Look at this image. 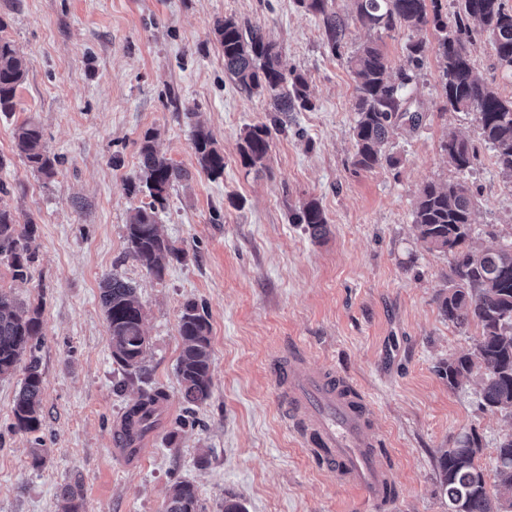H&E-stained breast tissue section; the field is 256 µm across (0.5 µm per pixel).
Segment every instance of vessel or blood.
I'll use <instances>...</instances> for the list:
<instances>
[{
  "label": "vessel or blood",
  "mask_w": 512,
  "mask_h": 512,
  "mask_svg": "<svg viewBox=\"0 0 512 512\" xmlns=\"http://www.w3.org/2000/svg\"><path fill=\"white\" fill-rule=\"evenodd\" d=\"M271 368L284 414L314 459L359 489L363 512H397L398 481L382 440L369 434L364 393L334 370L306 372L295 354L276 357Z\"/></svg>",
  "instance_id": "obj_1"
}]
</instances>
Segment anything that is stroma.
<instances>
[{"label":"stroma","mask_w":512,"mask_h":512,"mask_svg":"<svg viewBox=\"0 0 512 512\" xmlns=\"http://www.w3.org/2000/svg\"><path fill=\"white\" fill-rule=\"evenodd\" d=\"M349 21L341 56L327 47L320 20L296 0H0V38L27 63L15 110L0 113V201L38 227V259L28 280L0 265V288L43 305L35 350L44 376L38 435L13 432L11 408L22 372L0 377V512H63L72 485L83 512H164L173 484L191 483L202 512L233 498L246 512H359L357 491L318 465L288 425L271 376L273 356L303 349L364 392L399 479V512H448L438 458L464 433L482 444L479 464L494 477L497 446L512 413L481 405L476 382L449 386L448 359L473 351L476 325L458 328L439 311L449 257L418 239L412 210L424 185L465 182L473 194L471 247L512 241V184L470 112L443 93L433 27L429 50L406 90L418 128L390 135L394 167L353 164L354 75L346 59L368 40L392 68L404 62L409 33L368 31L351 0H336ZM260 25L285 71L307 76L313 106L273 133L263 172L240 163L243 131L267 122L262 98L243 93L224 71L218 20ZM467 50L476 75L512 97V68L485 34ZM37 121L59 156L52 179L15 152L14 127ZM224 153V174L201 172L196 126ZM189 171L169 189L157 222L185 252L156 280L129 253L125 225L150 197L138 189L140 147ZM476 149L469 174L448 161V135ZM314 199L328 235L313 239L289 211ZM137 288L149 340L150 386L166 394L156 427L142 439V464L114 457L122 415L143 384L113 362L100 303L104 276ZM211 326L212 394L190 410L180 394L178 333L186 302Z\"/></svg>","instance_id":"stroma-1"}]
</instances>
